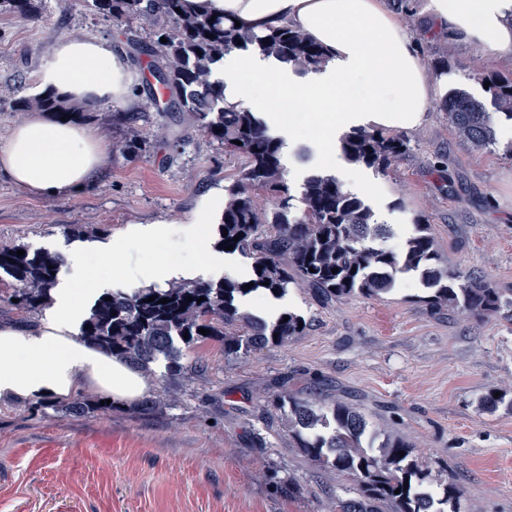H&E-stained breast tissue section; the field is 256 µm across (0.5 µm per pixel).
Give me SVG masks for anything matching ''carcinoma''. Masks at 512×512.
<instances>
[{
    "label": "carcinoma",
    "mask_w": 512,
    "mask_h": 512,
    "mask_svg": "<svg viewBox=\"0 0 512 512\" xmlns=\"http://www.w3.org/2000/svg\"><path fill=\"white\" fill-rule=\"evenodd\" d=\"M92 6L100 15L150 35V70L165 92L160 111L189 118L204 135L244 159L237 177L225 188L217 244L221 249L230 245L232 251L250 255L254 262L247 280L174 282L164 289L100 295L84 320L89 328L80 329L89 345L132 369L146 370L162 358L167 362L165 379L170 385L191 370L202 371L200 366L181 362L177 339L189 349L217 341L229 355L280 346L304 332L298 328L304 318L295 312H286V322L281 316L267 322L241 310L239 299L256 291L280 297L289 285L299 282L325 300L379 296L392 289L397 273L413 271L428 290L421 302L433 312L489 318L512 307V297L485 277L442 263L426 224L414 225L402 248L384 247V225L375 222L362 197L335 178L309 175L300 206H294L280 143L266 133L255 113L224 105L223 85L212 80V74L213 65L224 54L250 45L299 69L316 68L325 61V52L302 32L293 28L274 29L265 35L243 32L222 16L213 19L209 13L192 9L189 0H92ZM0 11L28 16L36 11L35 0H0ZM162 37L166 42H160ZM483 80L489 83L490 103L455 89L443 107L458 135L477 148L495 144L497 122H512V76L490 72ZM17 105L60 117L80 114L51 94L22 97ZM237 140L241 144H235ZM147 148V137L134 126L124 140L112 144V150L130 159ZM405 150L404 138L374 129H357L342 145L348 161L382 172ZM258 191L277 199L279 210L273 218L257 208ZM235 236L239 240H233ZM19 250L25 254L17 256ZM61 266L56 252L33 251L24 244L0 246V287L12 290L7 302L25 316L42 310L52 300ZM333 268L337 272H331ZM250 282L253 286L248 289ZM107 296L111 300H105ZM150 296L155 300L145 302ZM189 296L193 297L190 302L186 301ZM201 297L204 301L197 302ZM162 298L169 303H159ZM201 328L209 333H199ZM272 404L288 423V436L308 460L357 479V496L336 498V512H381L384 504L392 506V512H444L442 505L461 494L453 483L443 488L440 497L425 490V475L404 440L389 439L373 448L367 440L365 416L353 404L337 400L326 406L287 389L275 395ZM112 408L84 397L66 405L64 411L86 416Z\"/></svg>",
    "instance_id": "carcinoma-1"
}]
</instances>
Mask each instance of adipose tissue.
I'll return each mask as SVG.
<instances>
[{"instance_id": "1", "label": "adipose tissue", "mask_w": 512, "mask_h": 512, "mask_svg": "<svg viewBox=\"0 0 512 512\" xmlns=\"http://www.w3.org/2000/svg\"><path fill=\"white\" fill-rule=\"evenodd\" d=\"M197 2L258 35L297 28L324 49L325 62L303 74L257 49L238 51L215 64L213 78L223 82L227 105L262 112L282 152L307 137L327 175L357 194H372L373 186L342 161V137L360 128L415 129L446 97L442 81L427 76L414 35L388 0ZM423 14L429 37L494 52L512 50V0H427ZM38 89L86 105L136 106L125 66L111 45L77 34L54 46ZM109 150L95 128L33 112L0 147V175L39 194L68 195L95 178ZM142 245L161 249L164 260H132ZM119 254L128 261L117 278L144 287L246 272L236 256L212 246L204 215L178 226L132 224L109 242L64 251L68 274L56 285L45 318L29 328L0 324V398L66 399L92 387L132 400L145 391L137 372L79 337L89 306L112 286L97 265Z\"/></svg>"}]
</instances>
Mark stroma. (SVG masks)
Masks as SVG:
<instances>
[{"label": "stroma", "mask_w": 512, "mask_h": 512, "mask_svg": "<svg viewBox=\"0 0 512 512\" xmlns=\"http://www.w3.org/2000/svg\"><path fill=\"white\" fill-rule=\"evenodd\" d=\"M90 2L46 0L32 17L0 14V146L26 116L15 99L36 95L51 47L69 34L111 42L139 89L138 123L152 146L132 160L107 154L96 180L67 196L1 176L0 245L58 251L71 246L76 225L104 242L131 224H187L200 211L218 229L240 158L156 112L141 50L148 35L99 16ZM422 2L394 0L427 72L489 101L481 74L512 67L483 47L420 36ZM404 137L396 165L371 173L384 246L400 249L416 223L427 224L446 264L512 289V123L498 122L496 144L478 149L436 110ZM424 294L411 272L397 274L387 294L328 303L289 286L290 310L308 323L303 334L241 356L217 344L186 350V363L204 372L170 388L156 361L142 376L147 396L166 395L159 413L117 400L112 410L75 417L52 398L0 399V512H333L356 483L295 447L271 405L283 383L359 405L378 440L404 438L424 464L425 487L463 489L444 512H512V408L479 405L491 389L512 398V318L435 314Z\"/></svg>", "instance_id": "35a3bbf8"}]
</instances>
